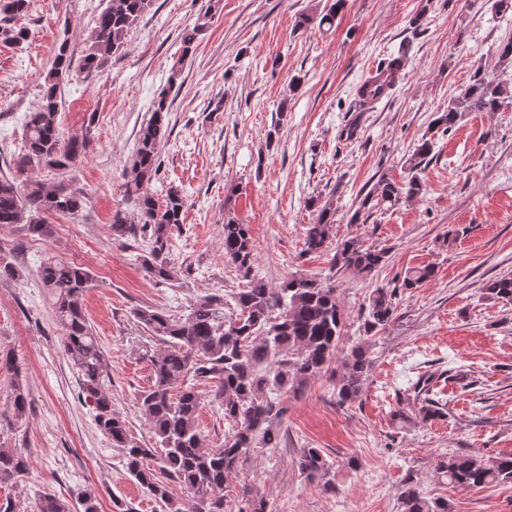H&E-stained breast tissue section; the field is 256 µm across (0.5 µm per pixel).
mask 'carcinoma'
Listing matches in <instances>:
<instances>
[{
    "label": "carcinoma",
    "mask_w": 512,
    "mask_h": 512,
    "mask_svg": "<svg viewBox=\"0 0 512 512\" xmlns=\"http://www.w3.org/2000/svg\"><path fill=\"white\" fill-rule=\"evenodd\" d=\"M153 0H107L88 36L87 54L74 60L68 41L60 42L50 69L43 78L38 108L26 115L24 153L15 161L13 177L0 178V226L19 224L30 238L51 234L49 217L77 216L86 195L77 189L48 183L36 169L64 171L85 155L87 135L64 138L59 121L60 86L73 71H98L112 55L124 47L126 33L152 6ZM33 0H0V41L20 45L27 41L28 29L18 21L29 15ZM344 0H334L317 13H304L298 26L319 28L332 25ZM206 27L201 16L182 37L183 55H188ZM389 60L381 73L364 82L358 91L359 111L363 112L387 96L396 85ZM512 98V81H498L478 67L470 84L448 101V110L439 113L434 126L448 132L463 112H496L504 100ZM170 103L163 91L155 100L152 115L142 128L131 167L124 184L125 197L137 211L129 221L120 210L112 216V236L142 239L149 251L142 265L156 282L173 280L174 271L168 244L173 230L184 220L186 197L168 190L163 200L151 191L159 172L160 147L169 134ZM434 141L423 137L409 162L410 176L398 183L382 177L364 196L351 222L391 208L421 190L416 173L433 153ZM335 212L324 205L314 223L308 225L304 252L317 253L328 247ZM387 251L367 246L358 238L336 243L333 268L336 272L371 274L384 264ZM224 259L249 277L256 249L248 225L230 218L224 223ZM41 287L52 302L54 317L61 331L64 351L76 369L81 397L90 402L98 430L121 450L126 469L137 483L164 505L166 512H226L225 489L238 466L254 448H277L284 439L281 424L287 407L281 397L299 392L311 380L325 373L332 363H340L336 401L355 402L363 393L371 368L369 352L356 345L339 356L345 327V311L335 276L307 278L291 275L277 289L250 280L231 295L233 308L225 311L224 296L213 294L190 306L183 318H176L154 307H139L133 318L161 349L152 360V384L141 392L138 403L147 420L155 446L135 436L122 415L113 408L112 393L106 388L108 363L85 311V294L92 275L89 270L53 258L39 268ZM431 266L408 272L402 287L411 290L432 280ZM488 293L512 304V276L500 277L488 286ZM395 290L377 288L369 298L364 320L367 333L379 332L393 320ZM408 390L420 402L418 414L428 420L442 412L439 403L422 397V379ZM216 404L224 415L228 433L224 447L208 448L198 425L204 398ZM13 406L18 416L30 407L29 392L22 381L14 384ZM297 468L309 480L328 473L330 462L319 448H303ZM29 470L28 457L18 450H0V484L16 483ZM436 473L449 484L481 489L492 484L512 483V454L497 457L456 454L437 460ZM178 481L190 493L189 503L171 499L168 482ZM81 512H100L97 491L86 488L78 493ZM238 512H269L267 500L250 491L242 493ZM399 512H448V501L429 498L414 476L403 481L398 494ZM38 512H70V505L50 494L39 499Z\"/></svg>",
    "instance_id": "obj_1"
}]
</instances>
